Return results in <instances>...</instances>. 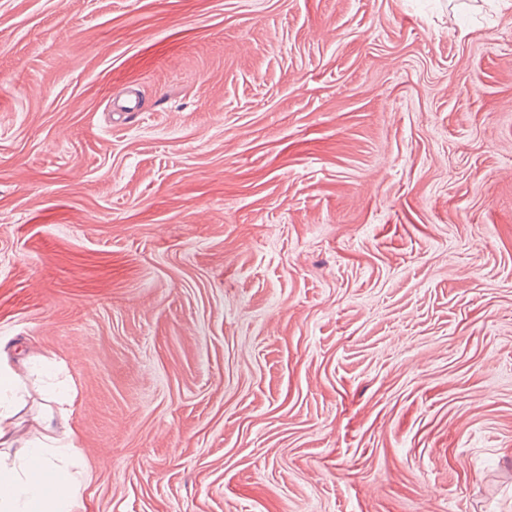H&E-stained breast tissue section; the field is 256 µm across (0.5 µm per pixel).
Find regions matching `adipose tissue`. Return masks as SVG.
Here are the masks:
<instances>
[{"mask_svg":"<svg viewBox=\"0 0 512 512\" xmlns=\"http://www.w3.org/2000/svg\"><path fill=\"white\" fill-rule=\"evenodd\" d=\"M21 388L20 366L0 349V448L13 452L11 464L0 468V512H86V478L69 468L78 452L74 394L60 392L56 409L26 424L19 418Z\"/></svg>","mask_w":512,"mask_h":512,"instance_id":"1","label":"adipose tissue"}]
</instances>
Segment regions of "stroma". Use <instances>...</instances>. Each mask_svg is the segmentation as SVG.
I'll return each mask as SVG.
<instances>
[{"mask_svg":"<svg viewBox=\"0 0 512 512\" xmlns=\"http://www.w3.org/2000/svg\"><path fill=\"white\" fill-rule=\"evenodd\" d=\"M0 341L91 512H512V0H0Z\"/></svg>","mask_w":512,"mask_h":512,"instance_id":"35a3bbf8","label":"stroma"}]
</instances>
